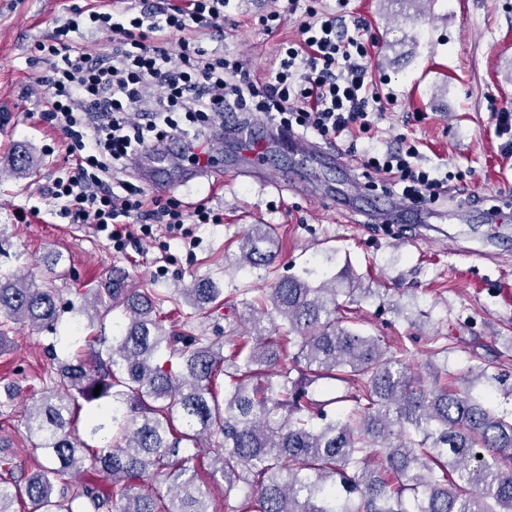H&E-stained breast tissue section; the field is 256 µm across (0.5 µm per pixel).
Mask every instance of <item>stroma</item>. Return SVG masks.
<instances>
[{"mask_svg":"<svg viewBox=\"0 0 512 512\" xmlns=\"http://www.w3.org/2000/svg\"><path fill=\"white\" fill-rule=\"evenodd\" d=\"M84 0H0V231L9 244L0 267L51 281L61 299L92 298L102 280L123 278L132 288L169 296L199 276L215 275L228 302L213 319L179 321L194 334L227 325L241 289L266 287L256 270L239 267L242 235L252 224L278 232L279 271H311L314 281L361 278L373 297L350 304L364 334L388 350L407 346L424 370L429 351L447 347L452 377L473 361L487 374L512 371V0H327L340 26L368 23L377 40L368 66L385 78L394 105L373 115L380 147L417 146L423 166L447 165L457 178L429 204L434 230L365 218L369 206L398 201L390 180L364 169L348 140L333 149L338 166L319 183L279 180L268 188L247 178L219 184L200 178L172 188L175 196L207 198L219 224L187 225V238L156 233L113 246L104 234L62 217L49 189L66 166L60 129L42 122L35 80L48 75L36 49L57 19ZM279 0H231L224 48L247 60L256 79L269 74L280 42L298 38L295 18L282 16L275 35L262 18ZM26 146L40 163L14 178L7 158ZM113 312L88 323L64 314L56 332L16 327L0 354V456L25 474L44 462L21 424L51 367L85 350L88 334L108 336Z\"/></svg>","mask_w":512,"mask_h":512,"instance_id":"stroma-1","label":"stroma"}]
</instances>
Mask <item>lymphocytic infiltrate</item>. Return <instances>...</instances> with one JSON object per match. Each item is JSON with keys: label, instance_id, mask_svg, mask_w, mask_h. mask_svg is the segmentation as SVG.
Here are the masks:
<instances>
[{"label": "lymphocytic infiltrate", "instance_id": "lymphocytic-infiltrate-1", "mask_svg": "<svg viewBox=\"0 0 512 512\" xmlns=\"http://www.w3.org/2000/svg\"><path fill=\"white\" fill-rule=\"evenodd\" d=\"M105 9L89 0L72 9L41 51L51 73L41 82V117L70 138L72 162L57 177L50 196L74 224L94 225L114 243L128 234L153 238L154 225L178 236L186 224H217L221 217L205 201L189 203L134 186L124 193L91 176V169L124 167L152 147L182 142L191 163L214 141L206 124L227 112H261L276 130L304 137L358 141L383 112L393 93L383 92L366 60L374 38L357 22L348 35L335 13L313 0H286L300 17L301 37L282 43L272 75L255 80L245 60L223 47L203 46L202 34L224 38L230 0H116ZM111 36L110 54L89 52L83 30ZM181 33L177 49L166 41ZM416 146L381 149L368 144L359 160L387 175L406 199L447 191L449 173L419 164Z\"/></svg>", "mask_w": 512, "mask_h": 512}]
</instances>
